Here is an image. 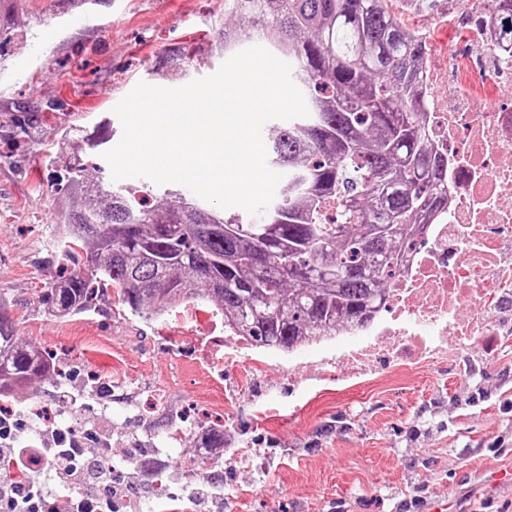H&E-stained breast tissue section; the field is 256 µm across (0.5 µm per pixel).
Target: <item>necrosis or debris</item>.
<instances>
[{
    "label": "necrosis or debris",
    "mask_w": 512,
    "mask_h": 512,
    "mask_svg": "<svg viewBox=\"0 0 512 512\" xmlns=\"http://www.w3.org/2000/svg\"><path fill=\"white\" fill-rule=\"evenodd\" d=\"M475 43L488 61L453 66L455 86L431 105L435 146L448 151V209L388 288L384 309L348 326L357 339L333 358L291 369L290 383H358L378 371L435 365L494 333L512 296V47L499 42L497 0H474Z\"/></svg>",
    "instance_id": "necrosis-or-debris-1"
}]
</instances>
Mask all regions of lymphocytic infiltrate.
I'll use <instances>...</instances> for the list:
<instances>
[{
  "instance_id": "1",
  "label": "lymphocytic infiltrate",
  "mask_w": 512,
  "mask_h": 512,
  "mask_svg": "<svg viewBox=\"0 0 512 512\" xmlns=\"http://www.w3.org/2000/svg\"><path fill=\"white\" fill-rule=\"evenodd\" d=\"M10 418H0V512H58L65 498L68 512H125L135 493L121 470L101 465L96 453L68 438L61 429L45 427L33 451L15 447ZM40 468L42 482L18 483L20 469Z\"/></svg>"
}]
</instances>
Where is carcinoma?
<instances>
[{"mask_svg":"<svg viewBox=\"0 0 512 512\" xmlns=\"http://www.w3.org/2000/svg\"><path fill=\"white\" fill-rule=\"evenodd\" d=\"M501 2L498 39L512 45V0ZM236 16L252 32L224 27L215 51L234 54L257 34L308 99V116L265 133L281 191L243 218L185 195L176 208L152 204L147 186L89 189L88 162L105 141L85 138L91 154L67 167L79 201L62 220L63 252L90 254L94 273L52 286L51 313H88L100 296L148 320L214 302L236 335L290 352L378 312L417 225L448 205V156L429 139L428 44L385 0H224V17ZM166 61L184 72L204 58L170 50ZM53 375L60 365L0 317V397Z\"/></svg>","mask_w":512,"mask_h":512,"instance_id":"1","label":"carcinoma"}]
</instances>
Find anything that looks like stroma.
<instances>
[{
  "mask_svg": "<svg viewBox=\"0 0 512 512\" xmlns=\"http://www.w3.org/2000/svg\"><path fill=\"white\" fill-rule=\"evenodd\" d=\"M427 38L430 88L448 94V69L468 27L452 0H388ZM224 0H0V308L22 343L64 365L63 377L18 391L0 410L20 418L32 406L58 411L112 444V462L145 488L149 512H206L200 485L179 463L194 455L206 422L225 421L224 448L207 470L230 486L221 512H407L415 496L447 512H502L512 488L492 473L512 469V311L499 308L488 347L436 366L391 368L346 387L288 388L289 361L330 355L312 343L287 355L224 356V318L193 305L157 320L109 300L96 311L53 316L40 295L73 269L62 251L63 215L75 201L61 179L83 137L118 143L114 107L138 83L177 88L214 74L215 57L185 79L160 58L187 46L209 50ZM53 164H44L46 155ZM161 403L143 408L146 394ZM81 405L66 410L62 395ZM171 434L166 447L156 434ZM261 449L263 470L234 468L244 447ZM155 457L170 494L135 466L134 449Z\"/></svg>",
  "mask_w": 512,
  "mask_h": 512,
  "instance_id": "obj_1",
  "label": "stroma"
}]
</instances>
